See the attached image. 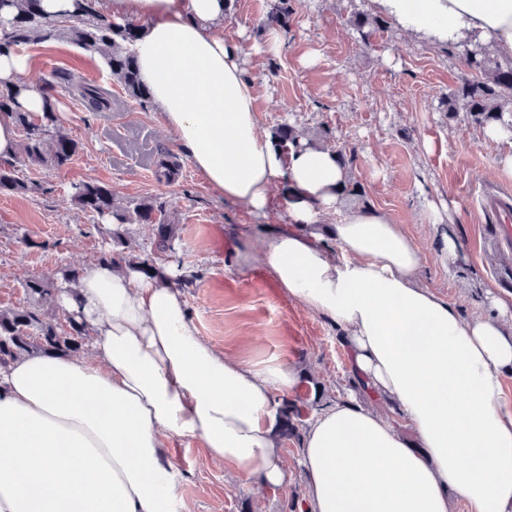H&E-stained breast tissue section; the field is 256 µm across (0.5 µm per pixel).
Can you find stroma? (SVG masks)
I'll return each mask as SVG.
<instances>
[{"mask_svg": "<svg viewBox=\"0 0 512 512\" xmlns=\"http://www.w3.org/2000/svg\"><path fill=\"white\" fill-rule=\"evenodd\" d=\"M293 8L277 55L263 50L268 0H235L224 15L225 40L248 51L242 66L257 89L260 132L285 122L315 143L354 150L349 173L361 193L343 196L344 208L368 205L400 224L425 253L424 283L463 314L487 310L489 290L512 304V287L497 276L512 247L486 245L493 227L479 208L485 186L512 189V172L499 164L512 154V144L486 137L466 109L448 114L439 107L440 97L471 75L468 46L419 44L391 23L362 42L349 21L369 13V0H293ZM24 51L29 82L42 84L51 71L65 69L104 83L112 109L91 112L60 93L59 125L77 142L76 154L60 169L19 164V177L40 183L42 192L0 195V309L29 305L28 280L94 264L103 247L100 222L76 205L72 193L76 184L103 182L126 208L149 198L166 202L181 228L174 254L154 253L152 228L144 224L128 225L126 249L181 265L187 277L182 291L204 340L253 363L296 367L300 382L292 395L314 406L351 394L335 327L288 298L255 259L272 229L288 220L287 186L279 187L266 213L256 214L219 195L190 161H183L176 181H157L156 147L173 137L152 101L130 98L99 54L67 41L29 44ZM430 210L437 224L424 223ZM448 230L465 255L444 264L439 253ZM280 452L288 477L265 488L210 461L199 441L172 440L167 460L180 474L183 512H303L300 440L283 441Z\"/></svg>", "mask_w": 512, "mask_h": 512, "instance_id": "obj_1", "label": "stroma"}]
</instances>
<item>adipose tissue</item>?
Returning <instances> with one entry per match:
<instances>
[{
	"label": "adipose tissue",
	"instance_id": "obj_1",
	"mask_svg": "<svg viewBox=\"0 0 512 512\" xmlns=\"http://www.w3.org/2000/svg\"><path fill=\"white\" fill-rule=\"evenodd\" d=\"M375 12L431 44L479 43L512 60V0H370ZM177 148L224 199L266 211L288 186V223L261 260L289 297L327 318L371 404L322 407L301 443L305 512H512V308L465 316L422 284L416 241L384 212L344 210L349 172L336 151H281L260 133L241 47L225 43L224 0H103ZM25 52L0 55V83L22 85L21 107L43 112L23 85ZM336 214L324 226L322 215ZM57 305L83 321L94 354L51 352L0 366V512H179L173 439L265 487L285 479L275 444L278 398L292 367L218 352L198 333L179 285L135 267L96 264ZM389 405L385 417L377 403ZM417 444H410L404 429Z\"/></svg>",
	"mask_w": 512,
	"mask_h": 512
}]
</instances>
